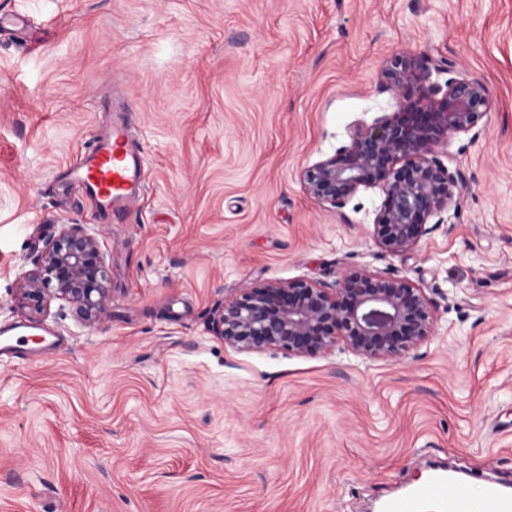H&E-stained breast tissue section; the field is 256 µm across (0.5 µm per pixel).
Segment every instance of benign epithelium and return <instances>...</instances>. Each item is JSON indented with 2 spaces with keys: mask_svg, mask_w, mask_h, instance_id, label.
<instances>
[{
  "mask_svg": "<svg viewBox=\"0 0 512 512\" xmlns=\"http://www.w3.org/2000/svg\"><path fill=\"white\" fill-rule=\"evenodd\" d=\"M398 110L305 168L307 193L329 209L342 207L364 187H380L383 203L373 224L378 245L393 254L414 250L441 224L464 185L457 168L436 155L441 142L475 128L488 90L450 79L439 100L431 71L414 56L397 55L383 71ZM438 218L431 224L429 220ZM108 269L95 235L68 224L35 259L20 293L32 314L57 299L86 324L101 321L110 300ZM436 302L398 275L341 271L330 282L297 279L238 289L217 306L211 330L240 352L275 351L317 357L341 347L365 360L398 361L431 336Z\"/></svg>",
  "mask_w": 512,
  "mask_h": 512,
  "instance_id": "1",
  "label": "benign epithelium"
}]
</instances>
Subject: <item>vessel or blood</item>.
<instances>
[{
	"instance_id": "vessel-or-blood-1",
	"label": "vessel or blood",
	"mask_w": 512,
	"mask_h": 512,
	"mask_svg": "<svg viewBox=\"0 0 512 512\" xmlns=\"http://www.w3.org/2000/svg\"><path fill=\"white\" fill-rule=\"evenodd\" d=\"M128 116L125 109L114 113L69 170L70 180L108 217L126 211L143 190L144 156L130 137ZM381 512H512V489L477 474L454 478L437 468L427 481L384 499Z\"/></svg>"
}]
</instances>
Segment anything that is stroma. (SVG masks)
<instances>
[{
  "label": "stroma",
  "instance_id": "stroma-1",
  "mask_svg": "<svg viewBox=\"0 0 512 512\" xmlns=\"http://www.w3.org/2000/svg\"><path fill=\"white\" fill-rule=\"evenodd\" d=\"M0 512H378L431 460L512 475V0H0ZM408 54L483 83L478 127L435 149L465 184L409 254L384 199L331 210L301 171L396 111ZM143 142L145 191L99 218L64 178L112 109ZM95 234V325L20 299L63 225ZM405 277L436 303L398 361L239 352L209 329L238 288L343 270Z\"/></svg>",
  "mask_w": 512,
  "mask_h": 512
}]
</instances>
